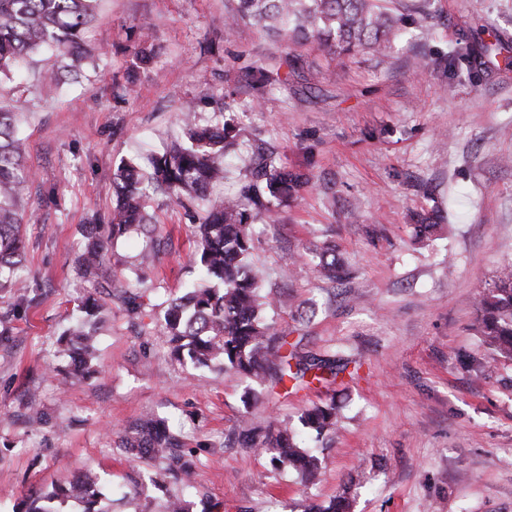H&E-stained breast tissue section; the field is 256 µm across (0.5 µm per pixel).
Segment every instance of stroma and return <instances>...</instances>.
I'll return each mask as SVG.
<instances>
[{"mask_svg":"<svg viewBox=\"0 0 512 512\" xmlns=\"http://www.w3.org/2000/svg\"><path fill=\"white\" fill-rule=\"evenodd\" d=\"M229 0H98L85 38L93 61L54 92L41 89V56L27 75L0 81V106L18 114L33 174L25 222L29 283L38 299L0 348V512H25L31 492L50 487L60 466L96 474L105 489L131 486L141 463L116 448L115 428L149 412L181 431L199 459L193 485L170 486L221 512H303L306 501L343 494L351 512H512V361L486 350L474 328L476 301L512 262V67L476 57L452 70L463 46L499 41L512 49V0H434L431 36L408 27L390 54L337 63L317 43L292 44L245 21L224 30ZM159 49L138 77V94L117 86L141 24ZM424 58L416 69L413 57ZM279 82L255 90L245 68ZM201 122L223 108L241 130L226 158L215 202L236 194L248 147L270 146L309 171L313 185L278 222L253 226V261L276 301L267 315L291 330L302 352L351 361L357 375L298 392L275 389L245 409L243 382L196 370L171 355L160 324L107 301L97 330L96 375L58 387L67 361L58 339L94 281L76 270L82 232L107 215L120 159L161 150L181 136L183 100ZM150 191V234L115 240L111 266L145 272L137 293L151 306L181 296L196 278L191 216ZM440 210L442 230L412 241L410 216ZM335 242L348 265L338 285L300 258L303 246ZM489 367L483 376L473 362ZM336 400L341 422L324 441L315 485L270 472L240 447L242 424L296 420ZM47 417L28 425L30 403Z\"/></svg>","mask_w":512,"mask_h":512,"instance_id":"35a3bbf8","label":"stroma"}]
</instances>
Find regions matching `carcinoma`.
Masks as SVG:
<instances>
[{
    "mask_svg": "<svg viewBox=\"0 0 512 512\" xmlns=\"http://www.w3.org/2000/svg\"><path fill=\"white\" fill-rule=\"evenodd\" d=\"M235 2L225 17L227 29L240 20H253L290 42L312 40L338 59L367 49L385 53L407 26L425 21L432 7L431 0H420L415 16L410 17L393 13L386 0ZM96 5L97 0H0V76L17 70L31 53L43 51L47 56L41 82L49 89L61 84L63 73L77 71L92 57L81 34L95 19ZM157 55L152 36L143 32L122 85L126 95L136 93L137 73L148 70ZM245 78L257 90L276 81L259 64L249 67ZM180 121L183 138L153 154L148 173L125 159L119 161L113 180L115 205L105 223L86 230L77 258L79 273L113 289L128 311L142 313L137 296L129 293L130 285L107 264L108 246L127 233L147 231L148 184L165 188L170 201L178 206L184 205L185 198L196 197L205 202L196 220L197 246L192 258L199 283L166 301L159 317L175 358L196 369L220 367L242 376L247 381L244 403L249 406L288 382L297 390L336 377L347 365L338 368L334 358L301 355L299 343L288 342V331L266 321L265 308L271 301L261 294V277L251 260L252 221L258 217L273 219L280 208L310 186V172L286 166L276 153L258 145L238 195L210 203L207 193L212 184L224 180V158L235 144L236 126L227 119L199 123L191 101L182 105ZM31 179L23 162L17 115L0 108V291L14 292L11 312L16 318L25 317L36 301L28 295L22 235ZM441 219L435 210L418 215L416 236L436 228ZM311 254L318 258V272L323 278L334 282L343 277L345 265L334 242L302 248V257ZM102 308L97 298L87 296L80 306L82 316L61 338L71 360L70 378L93 373L95 330L86 325ZM477 322L482 344L512 360V263L501 266L491 287L480 295ZM299 421L316 438L329 437L336 432L339 411L336 403L329 401L304 409ZM117 436L118 448L141 455L155 468L149 484L142 485L137 495L151 486L165 495L158 512H193L191 502L167 494L171 483L190 486L195 472L196 455L185 451L182 435L166 420L147 415L119 429ZM239 442L244 448L265 453L271 470L291 469L305 484L314 483L322 468V459L296 439L292 424L286 420H272L263 428H244ZM69 501L77 507L76 512H112L97 475L75 478L67 472L51 489L34 492L27 512H63L56 504Z\"/></svg>",
    "mask_w": 512,
    "mask_h": 512,
    "instance_id": "carcinoma-1",
    "label": "carcinoma"
}]
</instances>
